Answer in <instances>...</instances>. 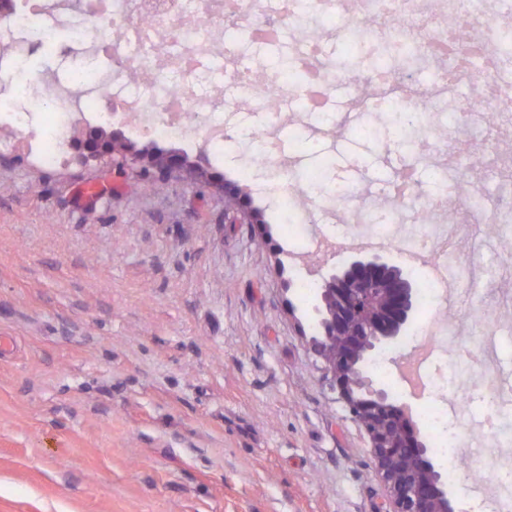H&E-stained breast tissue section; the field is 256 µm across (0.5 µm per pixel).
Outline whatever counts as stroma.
<instances>
[{"mask_svg":"<svg viewBox=\"0 0 512 512\" xmlns=\"http://www.w3.org/2000/svg\"><path fill=\"white\" fill-rule=\"evenodd\" d=\"M266 14L251 13L235 34L238 61L257 77L298 63L294 18L281 37L252 36ZM83 15L46 16L54 41L28 45L29 100L49 99L78 70L94 66L122 90L107 55L73 50ZM222 95L218 113L233 134L221 150L203 140H156L122 119L112 130L135 148L183 154L189 165L156 187L139 165L75 160L55 166L23 151H0V512H386L387 491L364 430L336 402L309 339L318 274L286 264L300 248L301 219L343 240L369 225L327 219L311 205L299 173L317 175L325 196L337 184L385 201L378 182L387 155L437 158L457 149L460 132L430 122L418 146L349 127L311 134L305 104L252 97L198 77ZM271 127L277 156L253 168L256 130ZM87 184L102 194L83 199ZM242 188L262 221L224 208L225 187ZM466 300L456 326L472 351L495 331V368L512 365V279L461 280ZM378 386L416 414L457 394L446 344L432 382L412 388L390 352L376 353ZM497 451L448 482L456 512H493L475 486L494 485Z\"/></svg>","mask_w":512,"mask_h":512,"instance_id":"35a3bbf8","label":"stroma"}]
</instances>
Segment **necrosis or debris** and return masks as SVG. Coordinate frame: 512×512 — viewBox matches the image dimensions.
<instances>
[{
    "label": "necrosis or debris",
    "mask_w": 512,
    "mask_h": 512,
    "mask_svg": "<svg viewBox=\"0 0 512 512\" xmlns=\"http://www.w3.org/2000/svg\"><path fill=\"white\" fill-rule=\"evenodd\" d=\"M314 12L341 11L349 22L348 31H337L338 43L360 36L372 43H391L411 50L426 60L423 68L393 65L366 75H348L353 111L372 110L395 102L404 109L427 111L437 104L453 103L451 123L460 117L479 114V121L467 124L469 145L485 143L496 127L512 124V0H311ZM245 10L241 0H88L78 44L93 42L112 55L113 68L126 74L135 60L123 45L110 42L108 32L129 28L131 21L150 29L153 44L167 49L169 71L178 74L173 87L159 94L137 90L112 97L110 107H101V83L90 79L83 96L55 89L51 103L56 113L55 136L31 129L21 112H1L0 122L15 126L27 150L39 162L55 165L64 156V146L73 116L81 115L102 124L115 114L126 116L142 135L154 139L204 135L215 149L231 141L222 123L200 124L202 112H216L220 97H200L190 76L202 62L220 54L228 59L226 82L246 83L235 65L236 45L228 31L239 28ZM438 193L420 196L414 172L395 182L390 194L400 208L409 210L413 223L424 230L407 237L404 258L409 266L425 269L419 297L428 306L442 305L441 317L428 329L432 336H450L449 320L458 312L456 283L448 277V257L456 254L468 239L479 212L470 200L473 183L468 170L459 167L456 156H448L440 166ZM306 253L318 256L331 247L341 250H381L388 244L386 233L352 235L340 242L303 233ZM462 395L447 407L431 412L429 425L442 427L445 438L441 453L449 473L470 467L473 457L460 453L461 437L453 421L465 410L472 390L489 394L491 402L481 422L477 447L499 449L497 464L501 476L493 488L476 487V494H488L496 512H512V431L502 420L512 403L501 395L492 375L461 381Z\"/></svg>",
    "instance_id": "4bbe7bcc"
}]
</instances>
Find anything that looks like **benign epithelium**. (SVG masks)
Wrapping results in <instances>:
<instances>
[{"label": "benign epithelium", "instance_id": "7a95c632", "mask_svg": "<svg viewBox=\"0 0 512 512\" xmlns=\"http://www.w3.org/2000/svg\"><path fill=\"white\" fill-rule=\"evenodd\" d=\"M70 139L88 155L110 156L120 166L145 162L160 180L184 164L178 155L135 150L81 123L73 125ZM417 309V288L402 268L382 254L351 255L321 276L310 343L330 389L369 438L390 512H455L410 406L374 386L368 372L374 354L405 335Z\"/></svg>", "mask_w": 512, "mask_h": 512}]
</instances>
